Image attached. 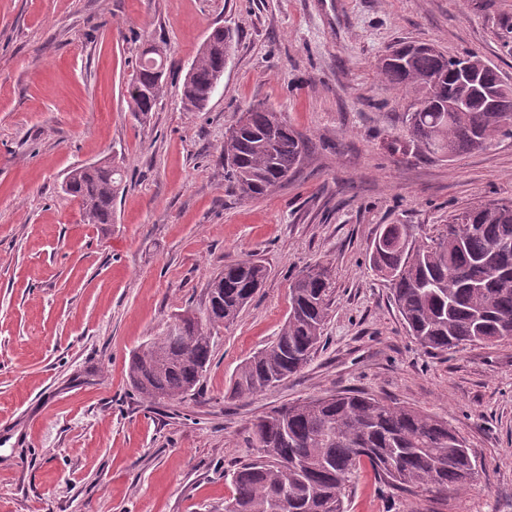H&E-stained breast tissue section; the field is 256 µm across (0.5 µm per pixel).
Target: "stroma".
Masks as SVG:
<instances>
[{
    "label": "stroma",
    "instance_id": "stroma-1",
    "mask_svg": "<svg viewBox=\"0 0 512 512\" xmlns=\"http://www.w3.org/2000/svg\"><path fill=\"white\" fill-rule=\"evenodd\" d=\"M235 52L206 111L182 85L214 28ZM512 0H0V512H224V474L253 456L271 408L363 391L426 410L463 437L467 489L393 493L370 468L347 512H512V339L430 352L370 265L382 225L433 234L458 209L512 201V137L448 160L402 157L412 99L379 60L404 42L474 51L512 81ZM169 49L163 96L137 121L125 86L146 44ZM283 112L307 143L298 172L246 201L220 146L239 112ZM115 158L111 224H86L62 182ZM252 258L269 277L219 328L199 386L155 404L128 365L210 279ZM329 264L323 341L272 391L231 392L288 317L292 277Z\"/></svg>",
    "mask_w": 512,
    "mask_h": 512
}]
</instances>
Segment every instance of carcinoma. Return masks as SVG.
<instances>
[{
	"mask_svg": "<svg viewBox=\"0 0 512 512\" xmlns=\"http://www.w3.org/2000/svg\"><path fill=\"white\" fill-rule=\"evenodd\" d=\"M234 50L233 34L214 29L194 56L183 84L187 112L206 109ZM498 100L470 94L453 57L434 44L402 45L386 58L380 75L413 99L402 114L408 138L390 144L394 154L455 157L512 136V83L476 52H467ZM167 44L142 51L126 86L130 110L145 116L162 92ZM305 145L284 114L263 104L244 108L224 135V173L253 200L272 193L302 163ZM86 224H110L125 190L113 162L72 169L63 184ZM373 246L376 272L392 285L394 304L408 335L439 352L461 345H494L512 339V202L464 208L434 236L416 240L404 224H385ZM269 275L252 259L224 265L209 282L205 318L184 312L175 334L164 330L130 360L128 376L150 401L174 400L194 391L213 357L219 326L234 322ZM332 289L331 269L317 264L289 288L290 311L276 339L240 367L232 391H270L298 373L321 342ZM257 455L231 474V512H346L352 476L369 466L383 486L446 493L474 479L465 443L448 422L423 410L365 393L310 397L276 407L251 427Z\"/></svg>",
	"mask_w": 512,
	"mask_h": 512,
	"instance_id": "obj_1",
	"label": "carcinoma"
}]
</instances>
